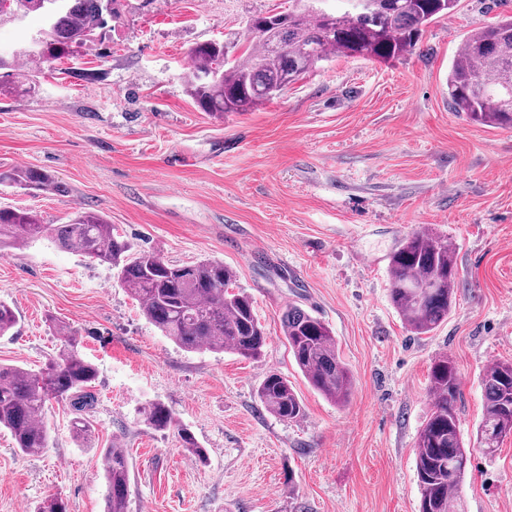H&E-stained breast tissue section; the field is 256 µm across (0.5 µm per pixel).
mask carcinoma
Wrapping results in <instances>:
<instances>
[{"label":"carcinoma","instance_id":"obj_1","mask_svg":"<svg viewBox=\"0 0 512 512\" xmlns=\"http://www.w3.org/2000/svg\"><path fill=\"white\" fill-rule=\"evenodd\" d=\"M458 2L374 0L369 10L346 6L324 12L317 0H288L286 11L258 14L247 22L240 40L251 47L239 55L235 43L198 44L192 50L196 65L186 76L187 90L196 105L212 115L253 112L336 54L388 61L412 53L423 28L452 12ZM49 8L47 52L35 55L42 62L69 56L106 24L102 0H62L54 8L49 0H0V22L18 14H43ZM35 88L33 78L0 76V93L28 94ZM448 100L453 111L473 123L512 129V16L464 38L448 71ZM0 185L49 192L61 188L47 171L32 167L0 171ZM45 235L63 249L116 269L146 320L178 348L187 352L203 346L220 352L230 348L244 357L261 355L267 341L265 328L251 297L234 291L235 272L224 263L204 259L175 264L137 251L93 211H82L65 224H43L27 209L0 206V247ZM389 277L390 300L411 332L428 334L448 320L456 304L455 248L448 238L425 230L409 232L390 257ZM16 323L14 308L0 301V335ZM282 324L289 352L309 385L332 402L347 404L355 381L336 352L330 328L296 306L283 312ZM56 330L64 341L45 368L0 364V427L10 433L13 447L26 455H38L49 447L43 413L53 400L73 412L76 440L86 442L92 435L90 413L98 370L80 355L68 326L59 323ZM481 385L485 413L476 441L484 454L492 455L512 435V362L486 368ZM429 393V415L415 441L419 512H460L457 489L469 458L457 406V371L446 355L431 367ZM257 395L264 408L282 421L294 422L304 415L302 400L278 372L264 377ZM142 415L145 425L157 431L176 425L172 412L159 402L145 406ZM178 435L193 456L205 457L190 430L182 427ZM101 455L105 512H128L126 449L114 443ZM37 512H69L68 503L54 495Z\"/></svg>","mask_w":512,"mask_h":512}]
</instances>
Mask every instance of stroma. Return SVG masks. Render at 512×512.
Masks as SVG:
<instances>
[{
    "instance_id": "1",
    "label": "stroma",
    "mask_w": 512,
    "mask_h": 512,
    "mask_svg": "<svg viewBox=\"0 0 512 512\" xmlns=\"http://www.w3.org/2000/svg\"><path fill=\"white\" fill-rule=\"evenodd\" d=\"M280 3L116 0L70 58L20 61L34 94H0V170L38 167L61 184L1 189L0 205L45 224L95 211L138 249L222 261L268 336L256 360L186 352L108 266L48 237L0 250V300L17 314L0 363L39 369L62 322L98 369L89 446L64 404L44 418L40 455L0 429V512H36L55 494L70 512H103L100 452L115 443L129 458V512H418L414 444L442 355L457 370L462 432L475 434L483 371L512 361V130L452 112L447 79L462 39L511 15L512 0H460L412 54L332 57L259 110L200 111L185 84L192 49L235 39ZM418 229L456 249V306L426 335L389 296L390 256ZM289 305L332 329L355 381L346 405L314 391L289 354ZM271 371L302 398L301 419L261 406ZM151 402L195 435L205 461L176 429L142 422ZM460 494L465 512H512V436L496 455L472 450Z\"/></svg>"
}]
</instances>
